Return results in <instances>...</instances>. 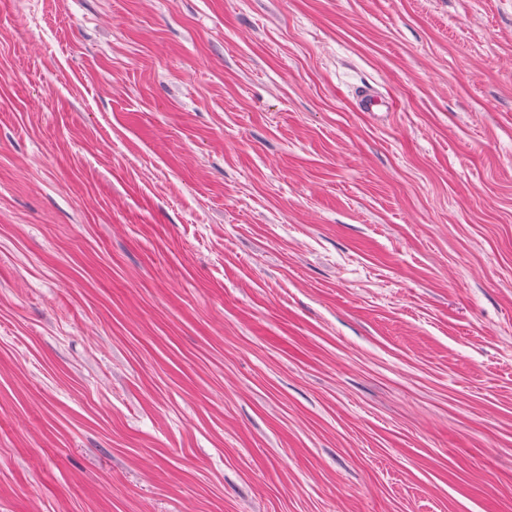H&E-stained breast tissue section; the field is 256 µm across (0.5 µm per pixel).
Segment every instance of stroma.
I'll use <instances>...</instances> for the list:
<instances>
[{
  "instance_id": "35a3bbf8",
  "label": "stroma",
  "mask_w": 512,
  "mask_h": 512,
  "mask_svg": "<svg viewBox=\"0 0 512 512\" xmlns=\"http://www.w3.org/2000/svg\"><path fill=\"white\" fill-rule=\"evenodd\" d=\"M0 512H512V0H0ZM354 104L357 111L367 112L368 114L395 111L393 99L381 95L371 85H362L355 90Z\"/></svg>"
}]
</instances>
